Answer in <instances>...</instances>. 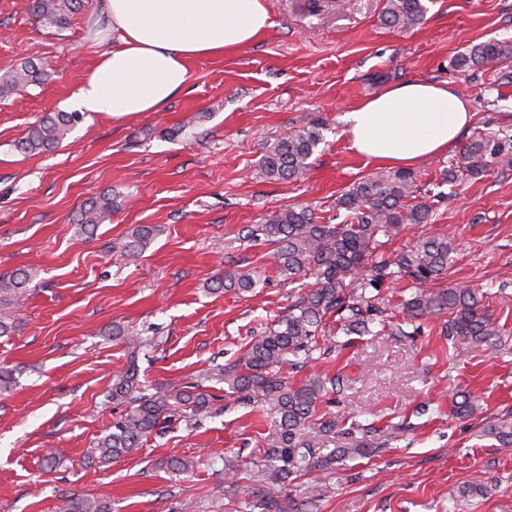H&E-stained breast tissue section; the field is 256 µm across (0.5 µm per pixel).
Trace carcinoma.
I'll list each match as a JSON object with an SVG mask.
<instances>
[{"label": "carcinoma", "mask_w": 512, "mask_h": 512, "mask_svg": "<svg viewBox=\"0 0 512 512\" xmlns=\"http://www.w3.org/2000/svg\"><path fill=\"white\" fill-rule=\"evenodd\" d=\"M433 0H386L380 13L381 24L410 31L421 26ZM84 0H32V11L46 23L58 27L70 18ZM512 62V40H490L471 46L449 62V69L466 74L488 69L491 65ZM45 71L27 62L13 74L0 77V95L20 85L39 84ZM79 119L77 112H52L31 126L19 144L25 152H46L57 148ZM474 135L462 148V160L449 162L438 178L423 183L408 170L377 171L359 179L336 199L335 214L320 218L315 209L290 205L271 214L265 222L250 230L251 237L263 239L274 247L275 265L284 279H306L302 290L288 306L286 314L251 337L245 350L221 375L228 393L246 405H258L274 427L263 451V463L251 467L224 462V475L232 483L240 474L253 482L252 500L245 503L249 512H312L320 500L316 485L307 487L304 500L296 501L283 492L288 485L310 470L335 472L346 460L370 458L383 451L384 443L373 440L376 429L356 424L346 429L326 415L318 414L328 390H336L334 380L309 376L296 383L282 377L281 369L304 367L313 354L322 350L320 339L336 331L346 336L372 333L371 326L391 327V332L406 335L402 324H421L433 317L446 316L442 332L450 349H500L505 332L485 310L484 294L470 288H437L434 281L448 269L453 243L447 236L422 238L396 253L384 246L408 224H430L436 207L447 199L441 187H454L464 179H478L492 167L512 164V133L500 126ZM321 126L310 123L276 139L266 147L257 176L291 180L301 176L320 144ZM114 200L108 193L90 198L81 208L77 225L92 235L112 215ZM154 225H138L119 243L129 257L140 255L158 234ZM31 268L18 270L11 278H0V338L18 330L11 316L12 297L36 276ZM403 277L411 280V293L397 305L402 322H392L381 307L380 288L385 282ZM257 273L250 269L224 271L211 289L248 292L259 285ZM113 338L127 350V368L115 376L107 398L127 407L125 415L112 425V431L97 442L102 463H110L139 450L174 414L184 411L196 416L208 408L211 395L203 386L188 382L165 391L148 392L140 380L137 355L146 345L142 337L124 327H112ZM453 413L459 419H472L481 413L478 397L465 390L457 393ZM485 435L498 447L512 448V411L483 423ZM346 439L342 447L329 448L336 437ZM159 466L176 474L189 473L194 464L186 459H163ZM277 484L275 493L266 481ZM60 512H109L106 502L97 498L63 499Z\"/></svg>", "instance_id": "carcinoma-1"}]
</instances>
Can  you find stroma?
Masks as SVG:
<instances>
[{
    "instance_id": "1",
    "label": "stroma",
    "mask_w": 512,
    "mask_h": 512,
    "mask_svg": "<svg viewBox=\"0 0 512 512\" xmlns=\"http://www.w3.org/2000/svg\"><path fill=\"white\" fill-rule=\"evenodd\" d=\"M265 3L272 27L233 52L190 60L187 86L160 111L86 112L59 150L24 153L30 126L72 111L112 38L101 0H86L62 29L40 22L31 0H0V76L27 61L46 72L42 84L0 96V277L37 272L11 309L18 332L0 338V367L15 378L0 394V512H58L65 493L104 500L111 512H182L187 502L194 512H239L250 483L226 481L224 461H259L271 427L213 375L285 313L293 292L272 247L248 238V227L291 204L332 215L349 185L379 171L350 150L341 117L388 85L449 82L475 112L460 142L416 166L422 180L460 158L487 117L512 129V84L491 70L448 69L473 44L512 39V0H432L423 25L407 32L381 25L383 0ZM316 118L323 141L305 174L257 177L267 143ZM103 192L116 202L112 215L83 235L74 212ZM141 224L159 233L141 257L126 258L115 244ZM438 234L456 246L444 285L489 293L506 346L449 354L435 317L402 336L345 337L344 348L289 373L294 382L338 378L321 413L395 434L378 456L293 482L296 498L321 485L315 512H512V451L453 414L462 389L481 398L485 417L512 408V167L457 187L433 223L406 226L389 248ZM237 267L256 270L259 286L209 291ZM116 324L151 341L138 358L141 381L155 389L196 379L213 400L103 465L95 445L123 412L107 397L127 364L125 345L110 336ZM52 450L60 456L50 469ZM173 456L192 460L193 473L158 468ZM477 479L487 495L464 496Z\"/></svg>"
}]
</instances>
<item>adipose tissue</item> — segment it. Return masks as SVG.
Returning <instances> with one entry per match:
<instances>
[{
    "label": "adipose tissue",
    "mask_w": 512,
    "mask_h": 512,
    "mask_svg": "<svg viewBox=\"0 0 512 512\" xmlns=\"http://www.w3.org/2000/svg\"><path fill=\"white\" fill-rule=\"evenodd\" d=\"M112 32L75 94L85 112H156L187 84L188 62L235 50L272 25L264 0H103ZM474 118L448 83L409 81L384 89L342 116L356 154L409 168L446 152Z\"/></svg>",
    "instance_id": "obj_1"
}]
</instances>
